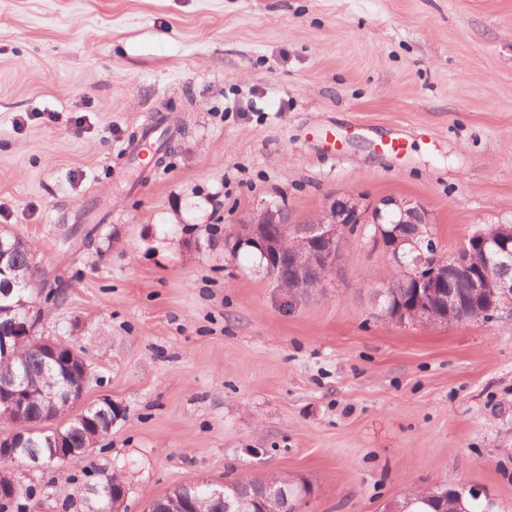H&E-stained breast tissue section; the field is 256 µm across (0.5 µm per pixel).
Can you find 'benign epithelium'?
Listing matches in <instances>:
<instances>
[{"label": "benign epithelium", "instance_id": "7a95c632", "mask_svg": "<svg viewBox=\"0 0 512 512\" xmlns=\"http://www.w3.org/2000/svg\"><path fill=\"white\" fill-rule=\"evenodd\" d=\"M281 206L263 201L248 218L241 220L233 235L232 248L249 247L257 250L266 260V275L277 284L288 288L295 298L307 297L326 281L336 276L340 269L342 249L346 234L353 224L384 223L389 215L395 217L393 229L377 234L376 239L394 266L402 271L400 277L383 285L387 293L397 296L408 288L415 289L410 305L399 302L389 309L387 318L399 325L407 323L446 322L448 314L462 309L461 299L451 283L457 277L467 280L470 299L486 303L495 314L512 311V279L495 274V270L512 267V225L498 224L491 234L483 230L473 233L467 242L451 253H444L430 231V214L420 202L383 197L365 203L360 197L345 194L334 199L326 212L302 221L304 227L296 229L284 222ZM30 250L25 242L17 246L3 242L0 234V294L8 295L6 285L12 282V256L14 248ZM288 262L297 270L291 277L277 275L282 262ZM315 269L321 276L307 279L302 272ZM40 313H26L14 318L5 329H0V360L13 358L14 350L27 341L39 343L45 358L58 366H78L82 381L63 395L48 393L57 411L55 419H64L82 406L91 379L90 367L82 353L72 344H64L44 336H37L41 322ZM5 392L9 406L15 412H23L31 386L23 379H12ZM26 427H16L0 434V457L11 458L25 447ZM65 435L56 427L49 436L51 454L48 460L38 457L29 459L26 470H41L55 460H68L85 456L90 447L71 448L64 444ZM288 484L277 479L265 482L262 502L275 505L287 501L292 512L298 506L288 501Z\"/></svg>", "mask_w": 512, "mask_h": 512}]
</instances>
